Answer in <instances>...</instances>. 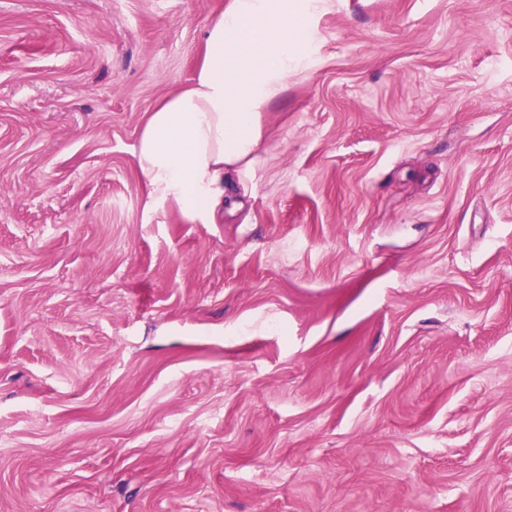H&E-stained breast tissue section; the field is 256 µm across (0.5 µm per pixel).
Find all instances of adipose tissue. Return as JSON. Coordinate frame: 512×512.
Segmentation results:
<instances>
[{
  "instance_id": "ef3b65f1",
  "label": "adipose tissue",
  "mask_w": 512,
  "mask_h": 512,
  "mask_svg": "<svg viewBox=\"0 0 512 512\" xmlns=\"http://www.w3.org/2000/svg\"><path fill=\"white\" fill-rule=\"evenodd\" d=\"M323 0H231L204 30L192 83L149 112L135 150L151 203L192 222L222 209L232 178L253 169L263 113L312 63L310 20Z\"/></svg>"
}]
</instances>
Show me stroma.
Returning <instances> with one entry per match:
<instances>
[{
  "label": "stroma",
  "mask_w": 512,
  "mask_h": 512,
  "mask_svg": "<svg viewBox=\"0 0 512 512\" xmlns=\"http://www.w3.org/2000/svg\"><path fill=\"white\" fill-rule=\"evenodd\" d=\"M229 2L0 0V512H512V0H327L193 223ZM323 0H231L204 30L193 82L149 112L135 150L152 205L196 222L233 203V177L258 162L263 112L312 63Z\"/></svg>",
  "instance_id": "obj_1"
}]
</instances>
